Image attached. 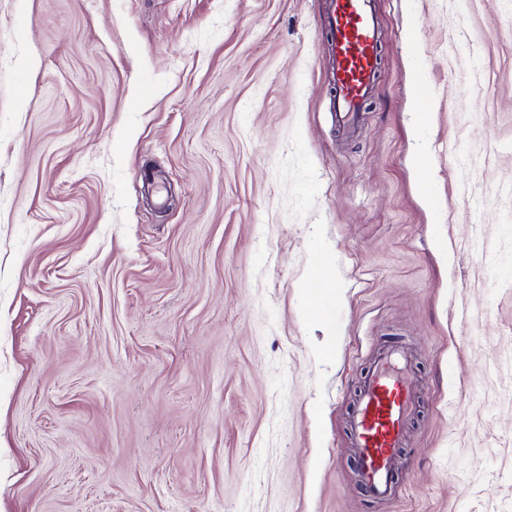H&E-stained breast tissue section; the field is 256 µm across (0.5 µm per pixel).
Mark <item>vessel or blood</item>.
I'll list each match as a JSON object with an SVG mask.
<instances>
[{"mask_svg": "<svg viewBox=\"0 0 512 512\" xmlns=\"http://www.w3.org/2000/svg\"><path fill=\"white\" fill-rule=\"evenodd\" d=\"M370 3L326 0V50L335 59L336 116L346 129L354 127L378 72L377 19ZM416 408L407 352L399 345L379 349L350 424L359 482L372 499L385 501L394 494L395 461Z\"/></svg>", "mask_w": 512, "mask_h": 512, "instance_id": "1", "label": "vessel or blood"}]
</instances>
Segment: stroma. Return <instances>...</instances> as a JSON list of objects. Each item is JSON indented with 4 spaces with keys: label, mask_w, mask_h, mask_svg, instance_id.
I'll return each mask as SVG.
<instances>
[{
    "label": "stroma",
    "mask_w": 512,
    "mask_h": 512,
    "mask_svg": "<svg viewBox=\"0 0 512 512\" xmlns=\"http://www.w3.org/2000/svg\"><path fill=\"white\" fill-rule=\"evenodd\" d=\"M323 5L0 0V512H512V0H372L348 131ZM417 408L416 383L407 352L385 346L375 355L350 424L359 482L374 500L394 494L393 470L405 447L407 423Z\"/></svg>",
    "instance_id": "35a3bbf8"
}]
</instances>
